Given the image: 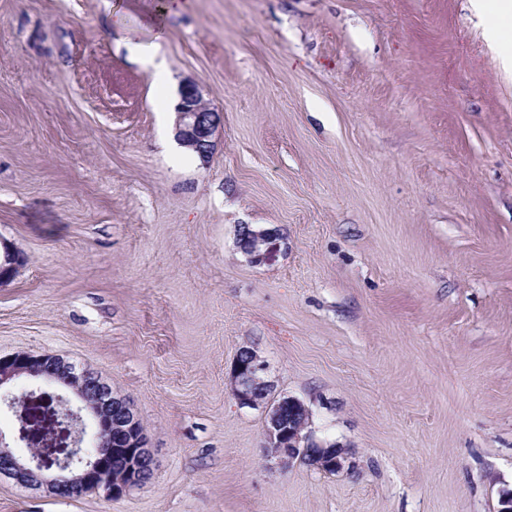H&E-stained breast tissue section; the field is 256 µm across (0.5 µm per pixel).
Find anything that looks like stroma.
<instances>
[{
	"label": "stroma",
	"instance_id": "stroma-1",
	"mask_svg": "<svg viewBox=\"0 0 512 512\" xmlns=\"http://www.w3.org/2000/svg\"><path fill=\"white\" fill-rule=\"evenodd\" d=\"M0 0V356L64 355L141 416L118 499L0 512H498L512 489V39L493 0ZM222 112L203 159L167 94ZM276 241L266 262L241 227ZM243 347L350 449L281 467ZM129 50L144 68L149 71L159 87L167 88L173 81L170 71L163 59H159L154 52L139 51L136 43L129 42Z\"/></svg>",
	"mask_w": 512,
	"mask_h": 512
}]
</instances>
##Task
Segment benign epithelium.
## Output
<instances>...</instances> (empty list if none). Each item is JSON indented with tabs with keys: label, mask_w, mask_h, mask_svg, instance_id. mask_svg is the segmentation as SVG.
I'll return each mask as SVG.
<instances>
[{
	"label": "benign epithelium",
	"mask_w": 512,
	"mask_h": 512,
	"mask_svg": "<svg viewBox=\"0 0 512 512\" xmlns=\"http://www.w3.org/2000/svg\"><path fill=\"white\" fill-rule=\"evenodd\" d=\"M222 122L220 112L205 104L200 89L194 83L184 87L176 120L177 139L194 148L201 158L212 152V137ZM248 252L255 263L264 262L271 251L272 238L264 231L249 233ZM267 366L256 350L249 349L246 360L236 358L232 368V392L242 406L265 409L266 456L282 465L310 460L318 469L338 473L350 464L345 448L325 446L317 441L312 429V410L301 400L274 393L265 379ZM37 378L64 385L76 400V409L61 413V424L72 435L71 447L34 448L29 456L17 455L0 432V479L30 489L43 490L58 496L66 491L80 495L92 490L103 491L112 499L121 498L132 488L146 483L144 465L153 463L147 448L141 418L130 401L113 391L112 384L98 371L78 366L66 357L50 352L40 354L17 351L0 356V389L20 378ZM261 396H255V392ZM48 393L40 388L29 390L23 399L0 395V401L12 410L35 400H47ZM293 405L304 413L303 421L293 429L283 430L281 408ZM120 414L122 430L128 435L131 452L123 476L112 474V416ZM89 416L95 426L90 446L83 447V416Z\"/></svg>",
	"instance_id": "7a95c632"
}]
</instances>
